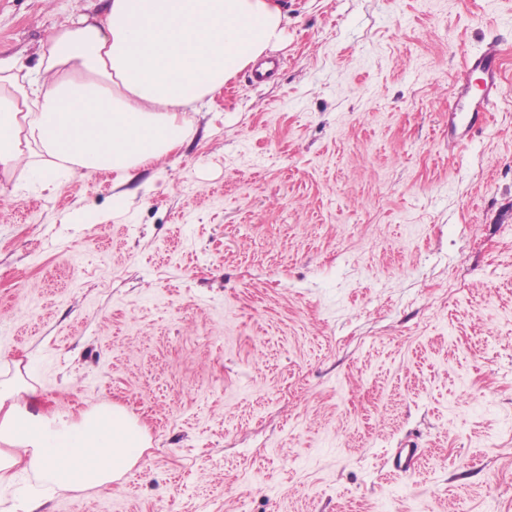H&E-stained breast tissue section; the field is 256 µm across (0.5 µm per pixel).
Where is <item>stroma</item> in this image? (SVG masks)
I'll use <instances>...</instances> for the list:
<instances>
[{
  "mask_svg": "<svg viewBox=\"0 0 512 512\" xmlns=\"http://www.w3.org/2000/svg\"><path fill=\"white\" fill-rule=\"evenodd\" d=\"M287 4L278 69L208 97L121 206L108 175L0 172V379L145 436L112 484L26 471L0 512H512V0ZM101 9L0 0V57ZM491 40L507 93L451 150Z\"/></svg>",
  "mask_w": 512,
  "mask_h": 512,
  "instance_id": "1",
  "label": "stroma"
}]
</instances>
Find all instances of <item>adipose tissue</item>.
Listing matches in <instances>:
<instances>
[{"instance_id":"adipose-tissue-1","label":"adipose tissue","mask_w":512,"mask_h":512,"mask_svg":"<svg viewBox=\"0 0 512 512\" xmlns=\"http://www.w3.org/2000/svg\"><path fill=\"white\" fill-rule=\"evenodd\" d=\"M282 0H107L102 15L60 24L36 62L0 58V171L55 190L60 173L132 182L192 132L187 118L280 44ZM0 380V485L17 470L95 490L140 455L143 435L105 408L46 417Z\"/></svg>"}]
</instances>
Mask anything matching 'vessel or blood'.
<instances>
[{"label":"vessel or blood","instance_id":"vessel-or-blood-1","mask_svg":"<svg viewBox=\"0 0 512 512\" xmlns=\"http://www.w3.org/2000/svg\"><path fill=\"white\" fill-rule=\"evenodd\" d=\"M502 52L497 42L486 43L464 57L459 74V107L448 113V142L466 144L484 126L486 114L502 99L500 77Z\"/></svg>","mask_w":512,"mask_h":512}]
</instances>
